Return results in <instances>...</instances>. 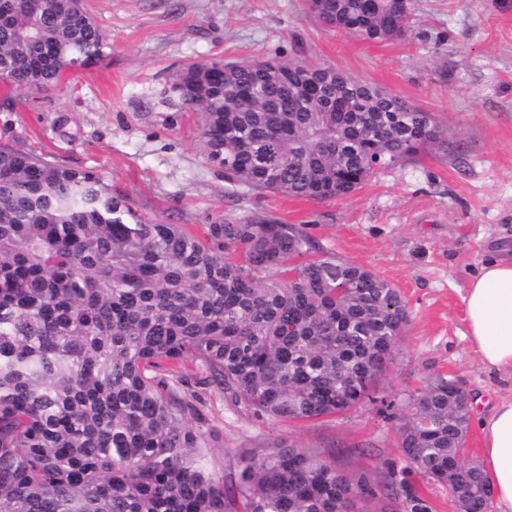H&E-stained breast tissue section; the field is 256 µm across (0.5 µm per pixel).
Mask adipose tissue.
Listing matches in <instances>:
<instances>
[{
    "label": "adipose tissue",
    "instance_id": "obj_1",
    "mask_svg": "<svg viewBox=\"0 0 512 512\" xmlns=\"http://www.w3.org/2000/svg\"><path fill=\"white\" fill-rule=\"evenodd\" d=\"M468 337L483 367L512 374V258L483 263L462 297ZM482 459L499 512H512V397L477 414Z\"/></svg>",
    "mask_w": 512,
    "mask_h": 512
}]
</instances>
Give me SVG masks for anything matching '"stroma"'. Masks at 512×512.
Here are the masks:
<instances>
[{
  "mask_svg": "<svg viewBox=\"0 0 512 512\" xmlns=\"http://www.w3.org/2000/svg\"><path fill=\"white\" fill-rule=\"evenodd\" d=\"M112 40L97 65L56 90L0 85V143L104 174L146 220L195 231L216 216L295 225L319 253L393 285L408 324L371 401L303 421L256 415L216 391L203 429L234 490L242 458L271 443L310 448L371 492L355 512H458L402 456L381 400L441 375L470 398L512 395L469 342L462 296L472 274L512 250V0H409L406 32L369 43L323 25L306 0H86ZM330 67L432 113L444 146L377 169L356 191L314 200L225 181L198 147L197 116L180 108L177 71L202 60Z\"/></svg>",
  "mask_w": 512,
  "mask_h": 512,
  "instance_id": "35a3bbf8",
  "label": "stroma"
}]
</instances>
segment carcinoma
Wrapping results in <instances>:
<instances>
[{"mask_svg": "<svg viewBox=\"0 0 512 512\" xmlns=\"http://www.w3.org/2000/svg\"><path fill=\"white\" fill-rule=\"evenodd\" d=\"M318 20L367 42L403 31L408 4L307 0ZM84 0H0V81L34 92L104 58ZM261 60L226 75L188 64L172 89L197 111L206 160L257 192L329 199L377 168L440 143L435 117L349 75L302 105L264 85ZM280 101L281 112L266 111ZM312 241L268 218L219 215L203 236L144 220L96 171L0 145V512H227L196 384L256 414L308 420L355 408L407 324L400 293L372 271L313 258ZM437 376L384 404L413 468L484 509L483 469ZM242 512H352L370 492L282 443L245 459Z\"/></svg>", "mask_w": 512, "mask_h": 512, "instance_id": "1", "label": "carcinoma"}]
</instances>
